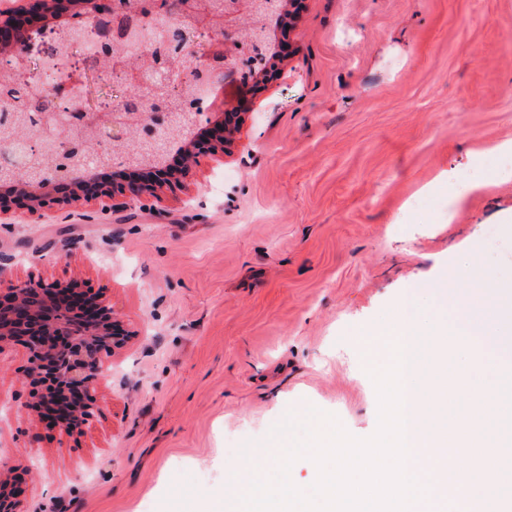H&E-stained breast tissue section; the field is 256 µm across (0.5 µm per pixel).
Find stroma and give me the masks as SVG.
Returning <instances> with one entry per match:
<instances>
[{
	"mask_svg": "<svg viewBox=\"0 0 512 512\" xmlns=\"http://www.w3.org/2000/svg\"><path fill=\"white\" fill-rule=\"evenodd\" d=\"M287 39L278 79L218 92L245 103L240 139L193 179L117 211L0 213L1 279L80 281L133 333L104 355L99 411L73 437L29 410L26 350L0 352L18 512H203L231 495L226 466L308 404L370 437L358 330L384 325L409 283L426 329L475 267L512 276V182L448 208L512 143V0H302Z\"/></svg>",
	"mask_w": 512,
	"mask_h": 512,
	"instance_id": "1",
	"label": "stroma"
}]
</instances>
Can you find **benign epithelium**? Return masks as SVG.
I'll list each match as a JSON object with an SVG mask.
<instances>
[{"mask_svg": "<svg viewBox=\"0 0 512 512\" xmlns=\"http://www.w3.org/2000/svg\"><path fill=\"white\" fill-rule=\"evenodd\" d=\"M250 0H233L224 23L197 24L198 32L208 35L212 45L208 58L196 73L177 62L153 66L148 48L168 42L173 35L169 25H133L131 16L147 12L172 19L183 17L184 0H144L135 8L112 15V0H27L19 12L0 19V69L23 84L29 83L25 53L35 46V36L46 29L60 30L65 19H78L93 31L101 50L87 56L123 78L131 89L122 112L114 103L97 112H75L74 74L79 72L72 53L55 50L45 60L43 71L60 74L61 91L52 100L53 111L41 115L42 126L57 134L62 148L67 135L83 127L91 129L90 143L96 145L80 159L84 176L73 181L52 171L40 176L29 174L13 154H0V210L13 206L31 213L52 204L70 205L78 201L106 198L118 209L125 200L155 194L165 182L181 183L194 176L201 156L218 148L229 151L241 131L239 106L226 105L212 111L214 96L226 81L250 89L272 75L271 63L257 75L239 79L248 64L249 33L242 21L251 15ZM170 84L189 85L199 101L194 135L176 149L179 164L135 165L126 158L144 143L165 144L170 130V114L163 104L140 114L132 111L158 89ZM13 137L37 152L46 146L40 137L17 127ZM129 331L115 318L114 310L101 296L84 291L76 283L62 285L38 280H0V351L11 344L23 345L30 355V409L48 426H62L69 435L92 421L96 410L95 383L102 371V354L122 346ZM8 484H0V512H16L23 493L22 481L14 470H7Z\"/></svg>", "mask_w": 512, "mask_h": 512, "instance_id": "1", "label": "benign epithelium"}]
</instances>
